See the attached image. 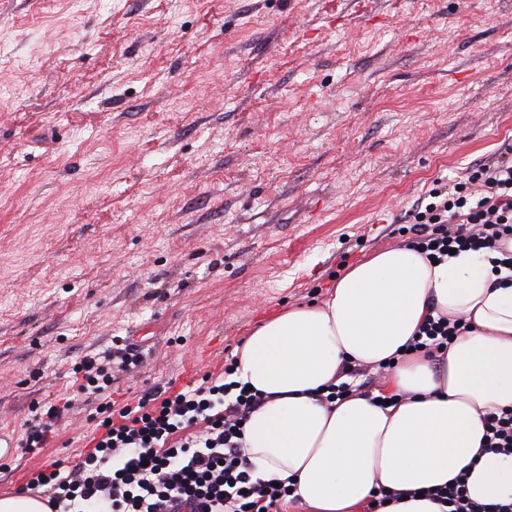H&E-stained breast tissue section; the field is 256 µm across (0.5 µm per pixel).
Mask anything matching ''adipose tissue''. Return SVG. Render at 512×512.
<instances>
[{"instance_id":"obj_1","label":"adipose tissue","mask_w":512,"mask_h":512,"mask_svg":"<svg viewBox=\"0 0 512 512\" xmlns=\"http://www.w3.org/2000/svg\"><path fill=\"white\" fill-rule=\"evenodd\" d=\"M469 321L447 349L406 353L429 313ZM238 380L264 401L244 430L256 476L291 480L305 512H362L377 487L404 496L379 512H444L429 489L466 473L469 498H512V457L483 452L485 417L512 406V283L484 255L429 262L381 250L336 281L319 306L280 311L236 352ZM388 365L382 408L371 394L326 403L344 366Z\"/></svg>"}]
</instances>
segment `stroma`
<instances>
[{
	"label": "stroma",
	"mask_w": 512,
	"mask_h": 512,
	"mask_svg": "<svg viewBox=\"0 0 512 512\" xmlns=\"http://www.w3.org/2000/svg\"><path fill=\"white\" fill-rule=\"evenodd\" d=\"M0 45V497L78 461L85 356L137 359L119 404L220 375L512 154V0H0ZM71 404V399L60 398L56 402L44 405L40 413L27 424L30 427L27 429L24 448H28V451L32 448H44L43 445L53 438L57 424L70 409Z\"/></svg>",
	"instance_id": "stroma-1"
}]
</instances>
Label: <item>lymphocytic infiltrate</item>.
I'll use <instances>...</instances> for the list:
<instances>
[{
	"label": "lymphocytic infiltrate",
	"instance_id": "f902f5d3",
	"mask_svg": "<svg viewBox=\"0 0 512 512\" xmlns=\"http://www.w3.org/2000/svg\"><path fill=\"white\" fill-rule=\"evenodd\" d=\"M408 218L420 228L411 245L427 259L489 250L494 271H512V253L501 250L512 239V159L490 158L452 185L435 183ZM468 330L463 320L431 316L407 349L440 351ZM129 365L89 356L75 369L72 387L93 405L95 429L75 465L45 463L27 492L50 512H282L293 488L256 477L242 453L244 425L262 398L235 380L236 362L226 364L222 376L149 392L116 410L113 372ZM71 404L62 398L44 405L30 423L25 448L43 447ZM195 425L201 433L187 435ZM432 496L448 512H512V501L471 500L461 475Z\"/></svg>",
	"mask_w": 512,
	"mask_h": 512
}]
</instances>
